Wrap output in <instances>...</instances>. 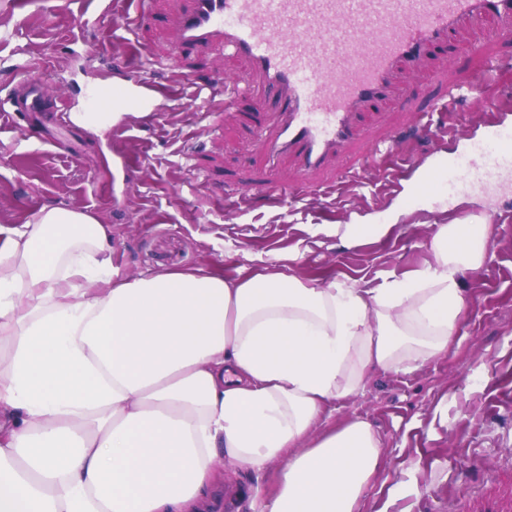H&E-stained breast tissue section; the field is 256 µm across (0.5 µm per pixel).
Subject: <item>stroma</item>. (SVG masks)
Returning a JSON list of instances; mask_svg holds the SVG:
<instances>
[{"instance_id": "stroma-1", "label": "stroma", "mask_w": 512, "mask_h": 512, "mask_svg": "<svg viewBox=\"0 0 512 512\" xmlns=\"http://www.w3.org/2000/svg\"><path fill=\"white\" fill-rule=\"evenodd\" d=\"M188 5L151 0L148 20L127 32L121 11L87 15L80 0H0V103L41 77L51 100L88 112L91 88H112L139 68L180 96L161 120L135 110L105 131L59 112L0 123V225L23 223L45 206L88 211L110 225L112 263L131 278L285 266L305 278L371 280L422 268L437 225L495 216L487 262L467 280L473 298L459 346L407 373L372 372L328 419L362 418L381 440L383 467L362 512H493L499 489L512 484V406L504 400L512 391V181L491 192L452 195L438 185L415 196L422 170L466 149L455 130L469 103L437 116L442 137L419 133L409 155L375 159L365 143L415 126L413 108L434 72L465 83L478 69L470 48L487 41L489 23L463 22L420 63L398 66L389 97L355 117L364 140L311 177L310 187L328 194L289 205L268 185L295 187L298 162L270 160L259 143L279 123L264 109L275 92L222 48L177 59L174 19ZM226 78L249 90L233 108L224 104ZM340 224L391 231L353 243L337 236ZM279 469L256 476L221 460L212 500L219 512H246L256 495L275 492Z\"/></svg>"}]
</instances>
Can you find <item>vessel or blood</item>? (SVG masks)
Returning <instances> with one entry per match:
<instances>
[{
  "instance_id": "vessel-or-blood-1",
  "label": "vessel or blood",
  "mask_w": 512,
  "mask_h": 512,
  "mask_svg": "<svg viewBox=\"0 0 512 512\" xmlns=\"http://www.w3.org/2000/svg\"><path fill=\"white\" fill-rule=\"evenodd\" d=\"M482 17L507 20L503 37L512 39V0H191L177 17L178 47L184 57L221 40L278 90L280 124L263 149L272 159L294 154L305 177L349 147L352 114L385 95L399 62L416 59L461 22ZM432 82L447 93L430 98L428 117L445 111L458 91L443 75ZM155 90L144 76L96 93L91 103L100 112H152ZM479 132L480 141L494 142L493 151L480 166L466 155L450 156L449 187L462 180L490 187L512 172V118L498 113Z\"/></svg>"
}]
</instances>
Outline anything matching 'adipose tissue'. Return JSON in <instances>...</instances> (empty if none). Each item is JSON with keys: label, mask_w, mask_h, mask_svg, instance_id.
Instances as JSON below:
<instances>
[{"label": "adipose tissue", "mask_w": 512, "mask_h": 512, "mask_svg": "<svg viewBox=\"0 0 512 512\" xmlns=\"http://www.w3.org/2000/svg\"><path fill=\"white\" fill-rule=\"evenodd\" d=\"M490 239L485 223L438 225L422 268L378 281L124 278L86 211L0 226V512H201L221 457L281 462L259 512H361L375 430L310 433L371 372L448 353Z\"/></svg>", "instance_id": "obj_1"}]
</instances>
